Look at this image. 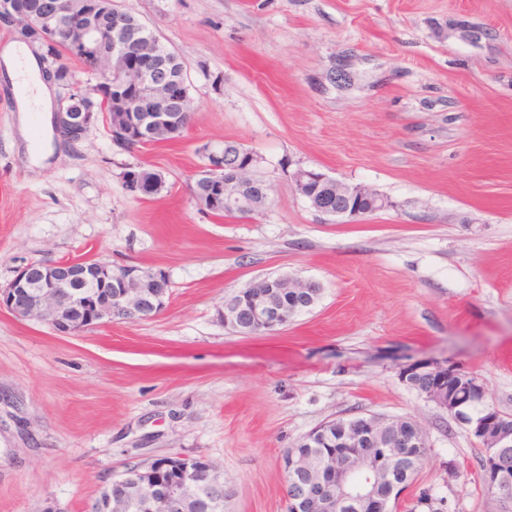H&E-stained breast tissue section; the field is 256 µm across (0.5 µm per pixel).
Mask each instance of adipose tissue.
<instances>
[{"label":"adipose tissue","instance_id":"obj_1","mask_svg":"<svg viewBox=\"0 0 512 512\" xmlns=\"http://www.w3.org/2000/svg\"><path fill=\"white\" fill-rule=\"evenodd\" d=\"M0 72L11 83L22 84L26 89L18 109L21 127H28L35 111L42 113L44 119H51L55 110L54 93L49 84L41 80L38 60L29 48L15 43L1 46Z\"/></svg>","mask_w":512,"mask_h":512}]
</instances>
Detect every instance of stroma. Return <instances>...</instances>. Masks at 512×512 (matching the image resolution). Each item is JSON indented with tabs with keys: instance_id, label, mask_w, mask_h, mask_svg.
<instances>
[{
	"instance_id": "1",
	"label": "stroma",
	"mask_w": 512,
	"mask_h": 512,
	"mask_svg": "<svg viewBox=\"0 0 512 512\" xmlns=\"http://www.w3.org/2000/svg\"><path fill=\"white\" fill-rule=\"evenodd\" d=\"M183 64L193 123L123 149L105 125L69 143L0 76V285L72 257L163 270L159 315L75 336L0 312V512H88L126 470L204 457L224 512H287L286 448L336 417H410L430 448L396 512H498L480 442L401 378L448 361L512 415V0H117ZM234 141L270 185L263 212L192 200L200 144ZM132 166L165 189L136 198ZM320 170L387 198L343 222L294 188ZM317 281L288 327L217 318L266 276Z\"/></svg>"
}]
</instances>
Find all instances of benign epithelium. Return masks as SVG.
I'll return each instance as SVG.
<instances>
[{"instance_id": "obj_1", "label": "benign epithelium", "mask_w": 512, "mask_h": 512, "mask_svg": "<svg viewBox=\"0 0 512 512\" xmlns=\"http://www.w3.org/2000/svg\"><path fill=\"white\" fill-rule=\"evenodd\" d=\"M33 14L29 0H0V28L20 33ZM48 29L63 33L69 56L93 64L96 83L86 85L70 78L60 86L64 101L54 113L56 134L68 142L83 140L99 119L98 104L110 101L119 112L109 128L112 141L123 148L143 145V138L157 128L179 130L191 121L189 86L184 72L174 70L175 60L157 36L122 11L114 0H52L41 11ZM31 44L51 62L49 74L60 68L44 38ZM120 61L112 69V59ZM204 163L196 173L192 198L203 210L220 202L233 209L243 201L246 188L255 185L259 158L229 141L216 147L198 148ZM125 190L133 196L144 192L141 167H129L122 176ZM295 191L328 221L352 218L390 206L378 193L361 185L336 180L312 169L293 174ZM321 293V284L288 275L269 276L232 294L218 310L224 326L244 335H263L288 325L293 317L279 302L282 290ZM169 279L162 270H144L136 265L114 266L110 262L69 260L32 262L0 286V310L20 321L48 326L58 335L78 334L116 320L137 321L158 315L167 307ZM406 377L427 376L418 393L437 407L453 414L480 441L486 468L483 476L503 507L512 502V485L504 461L512 448V416L486 408L472 416L452 403L448 385L460 368L446 363L419 362L403 368ZM308 448H336L316 470L293 456L282 457L285 474H313L316 480L288 495L290 512H328L332 494L343 504H355L364 512H391L405 492L393 477L397 461L415 462L414 448L426 445L425 434L412 421L403 431L395 419L364 414L345 424L334 418L301 438ZM370 452L362 453L360 449ZM157 478L137 481L123 478L125 492L97 497L88 512H154L164 501L171 505L191 490L210 494L224 487L220 473L206 458L160 457L154 460Z\"/></svg>"}]
</instances>
